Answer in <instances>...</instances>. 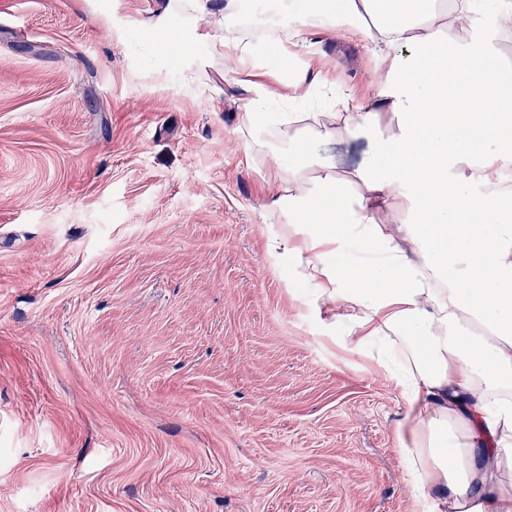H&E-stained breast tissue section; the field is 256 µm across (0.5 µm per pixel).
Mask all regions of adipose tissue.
Returning a JSON list of instances; mask_svg holds the SVG:
<instances>
[{"instance_id":"1","label":"adipose tissue","mask_w":512,"mask_h":512,"mask_svg":"<svg viewBox=\"0 0 512 512\" xmlns=\"http://www.w3.org/2000/svg\"><path fill=\"white\" fill-rule=\"evenodd\" d=\"M480 0H274L257 31L242 0L202 45L226 72L257 44L327 30L378 56V92L341 111L262 121L277 90L252 87L242 130L275 187L266 248L310 292L302 301L362 353L403 401L400 460L412 512H512V72L472 32ZM445 28L458 39L434 38ZM392 116L380 130L379 113ZM366 135L365 165L321 164L316 138ZM418 223H411V216Z\"/></svg>"}]
</instances>
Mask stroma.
<instances>
[{"mask_svg": "<svg viewBox=\"0 0 512 512\" xmlns=\"http://www.w3.org/2000/svg\"><path fill=\"white\" fill-rule=\"evenodd\" d=\"M164 3L0 0V512H410L398 392L266 250L239 126L279 57L158 61ZM290 50V111L375 97L362 46ZM375 147L310 143L345 168Z\"/></svg>", "mask_w": 512, "mask_h": 512, "instance_id": "1", "label": "stroma"}]
</instances>
